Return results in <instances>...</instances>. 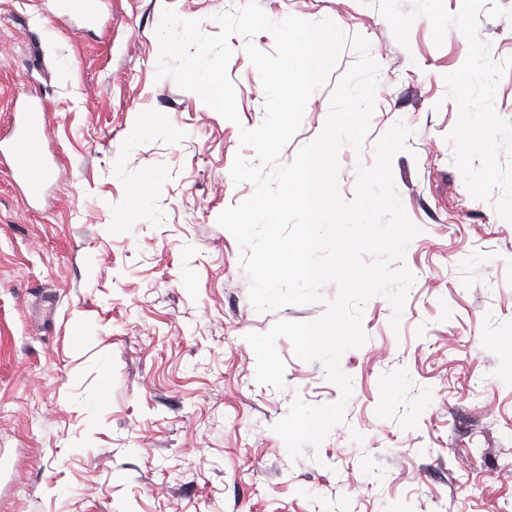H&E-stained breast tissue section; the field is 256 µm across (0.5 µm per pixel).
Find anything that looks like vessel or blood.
<instances>
[{"instance_id": "vessel-or-blood-1", "label": "vessel or blood", "mask_w": 512, "mask_h": 512, "mask_svg": "<svg viewBox=\"0 0 512 512\" xmlns=\"http://www.w3.org/2000/svg\"><path fill=\"white\" fill-rule=\"evenodd\" d=\"M55 7L61 19L73 28L98 19L96 0H56ZM13 112L12 143L6 152H0V161L5 162L12 177L37 194L51 168L44 139L50 115L42 103L28 95L16 98Z\"/></svg>"}]
</instances>
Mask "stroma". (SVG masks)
<instances>
[{"mask_svg": "<svg viewBox=\"0 0 512 512\" xmlns=\"http://www.w3.org/2000/svg\"><path fill=\"white\" fill-rule=\"evenodd\" d=\"M245 0H103L105 26L71 32L53 0H0V136L20 92L51 115V176L31 198L0 166V512H512V222L501 189L474 199L447 136L458 108L445 75L468 54L419 18L408 46L362 0H258L275 21L335 22L379 65L362 149L342 147L338 186L395 124L411 135L392 160L419 227L404 265L415 283L399 326L382 296L366 342L340 360L342 398L324 366L275 342L284 386L256 379L249 334L308 322L321 304L260 312L243 251L218 216L249 198L234 183L240 128L265 94L232 35L230 122L173 79H157L163 9L217 34ZM478 34L512 56V0H486ZM358 58L345 46L309 98L279 163L322 131L329 99ZM345 401V420L292 459L274 425L294 401Z\"/></svg>", "mask_w": 512, "mask_h": 512, "instance_id": "35a3bbf8", "label": "stroma"}]
</instances>
